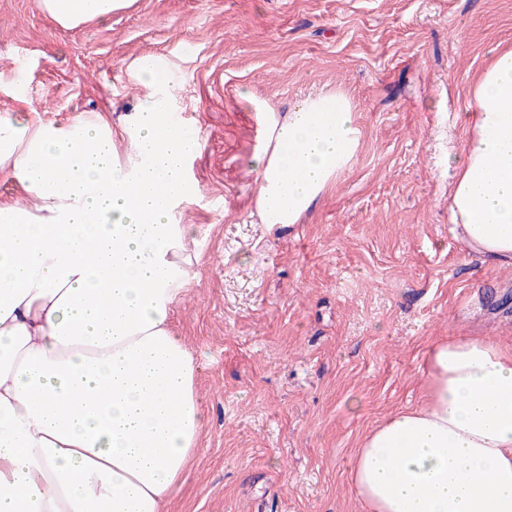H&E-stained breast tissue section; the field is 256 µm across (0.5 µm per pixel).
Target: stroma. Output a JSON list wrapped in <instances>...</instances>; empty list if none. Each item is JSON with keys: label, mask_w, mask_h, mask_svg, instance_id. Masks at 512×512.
I'll return each mask as SVG.
<instances>
[{"label": "stroma", "mask_w": 512, "mask_h": 512, "mask_svg": "<svg viewBox=\"0 0 512 512\" xmlns=\"http://www.w3.org/2000/svg\"><path fill=\"white\" fill-rule=\"evenodd\" d=\"M512 0H133L59 27L41 0H0V115L98 113L145 93L137 60L168 66L174 114L205 146L190 166L200 280L172 318L207 422L171 512H364L348 466L364 436L423 406L436 336L512 341V267L467 256L448 188L457 121ZM336 90L364 130L353 170L303 223L252 217L262 101L288 111Z\"/></svg>", "instance_id": "1"}]
</instances>
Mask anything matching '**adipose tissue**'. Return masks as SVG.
I'll return each instance as SVG.
<instances>
[{
  "label": "adipose tissue",
  "mask_w": 512,
  "mask_h": 512,
  "mask_svg": "<svg viewBox=\"0 0 512 512\" xmlns=\"http://www.w3.org/2000/svg\"><path fill=\"white\" fill-rule=\"evenodd\" d=\"M131 0H41L78 29ZM129 121L0 116V512H167L206 413L195 360L171 329L198 279L193 227L177 213L200 134L171 115L165 67ZM448 214L467 253L512 265V47L471 88ZM254 210L302 223L363 144L342 91L288 112L264 108ZM424 407L361 440L350 482L365 512H512V344L438 336L425 352Z\"/></svg>",
  "instance_id": "obj_1"
}]
</instances>
